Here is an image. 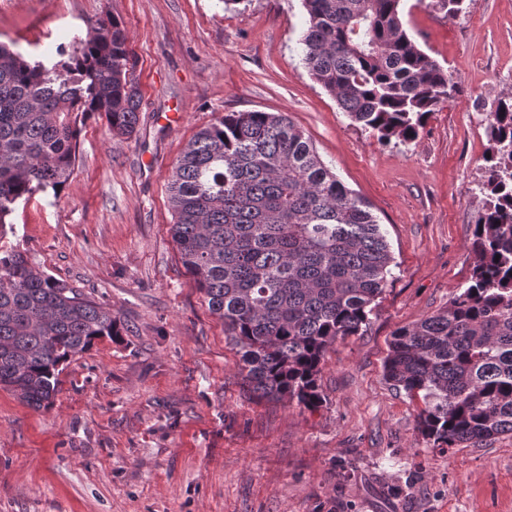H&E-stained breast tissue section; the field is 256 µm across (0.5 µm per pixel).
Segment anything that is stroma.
Here are the masks:
<instances>
[{
    "label": "stroma",
    "mask_w": 512,
    "mask_h": 512,
    "mask_svg": "<svg viewBox=\"0 0 512 512\" xmlns=\"http://www.w3.org/2000/svg\"><path fill=\"white\" fill-rule=\"evenodd\" d=\"M109 14L134 59L137 131L82 117L73 176L17 207L8 242L109 307L123 335L75 357L48 408L0 389V512H512V435L434 448L421 399L383 376L394 331L471 281L485 117L512 94V0H467L455 17L402 0L459 92L387 145L304 67L302 0H0V43L49 65ZM253 110L304 131L395 258L366 325L328 351L315 409L251 398L170 234L177 157L217 116Z\"/></svg>",
    "instance_id": "1"
}]
</instances>
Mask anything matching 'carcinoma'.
Segmentation results:
<instances>
[{"mask_svg":"<svg viewBox=\"0 0 512 512\" xmlns=\"http://www.w3.org/2000/svg\"><path fill=\"white\" fill-rule=\"evenodd\" d=\"M311 77L377 140H413L457 91L408 34L401 0H302ZM124 30L98 23L72 61L47 68L0 44V388L48 407L60 366L122 336L111 309L31 265L6 217L74 174L78 116L130 137L140 88ZM471 283L448 308L397 329L385 379L422 399L437 448L512 435V95L487 115ZM180 261L224 321L259 399L319 406L318 375L384 293L394 257L370 205L282 114L228 112L201 128L167 185Z\"/></svg>","mask_w":512,"mask_h":512,"instance_id":"cac0c4a2","label":"carcinoma"}]
</instances>
